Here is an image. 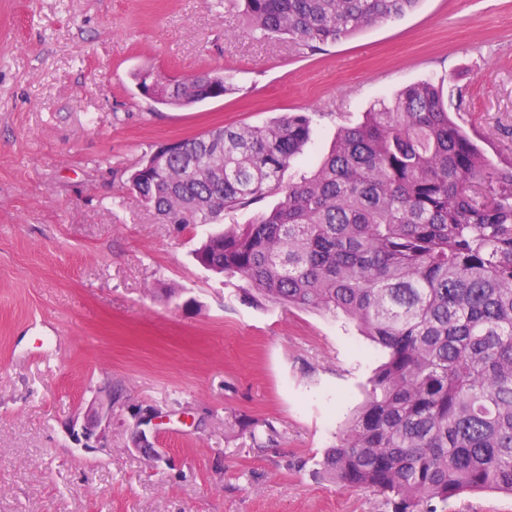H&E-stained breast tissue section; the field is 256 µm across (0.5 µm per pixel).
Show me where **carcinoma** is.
Wrapping results in <instances>:
<instances>
[{
    "label": "carcinoma",
    "mask_w": 512,
    "mask_h": 512,
    "mask_svg": "<svg viewBox=\"0 0 512 512\" xmlns=\"http://www.w3.org/2000/svg\"><path fill=\"white\" fill-rule=\"evenodd\" d=\"M252 32L304 50L414 11L419 0H240ZM183 108L236 91L213 72L134 75ZM311 117L219 126L144 157L129 183L165 224H218L272 192L270 212L194 250L256 301L342 313L386 354L325 473L436 512L465 491L512 496V164L494 165L423 81L338 129L298 179Z\"/></svg>",
    "instance_id": "obj_1"
}]
</instances>
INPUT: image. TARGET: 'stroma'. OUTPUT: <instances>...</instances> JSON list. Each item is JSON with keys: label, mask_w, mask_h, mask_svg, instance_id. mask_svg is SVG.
Here are the masks:
<instances>
[{"label": "stroma", "mask_w": 512, "mask_h": 512, "mask_svg": "<svg viewBox=\"0 0 512 512\" xmlns=\"http://www.w3.org/2000/svg\"><path fill=\"white\" fill-rule=\"evenodd\" d=\"M233 74L190 108L134 75ZM423 80L497 166L512 161V0H420L323 50L247 32L235 0H0V512H388L319 463L383 352L341 317L257 306L200 267L210 227L162 223L127 177L217 126L313 115L293 172ZM116 387L109 453L72 434ZM157 412L162 459L135 448ZM437 512H512L465 492ZM136 417V426L139 428L137 431L138 438V447L137 448L145 457L148 459H154L160 457V453L157 448H153V445L148 440L146 435V429H149L151 426L155 425V421L157 419V415L155 413L141 412L139 411L135 414Z\"/></svg>", "instance_id": "35a3bbf8"}]
</instances>
